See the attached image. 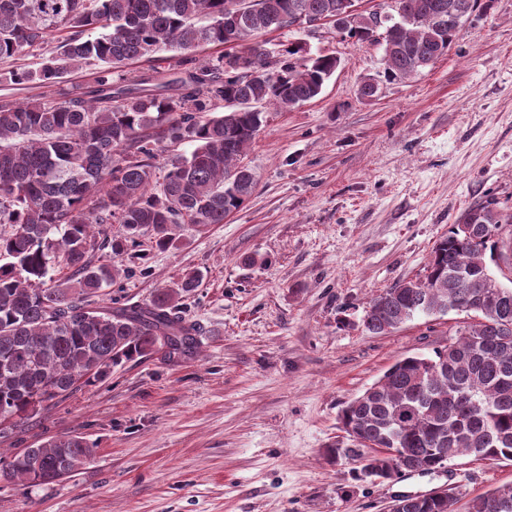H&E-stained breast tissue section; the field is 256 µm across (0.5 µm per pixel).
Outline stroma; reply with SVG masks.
<instances>
[{
    "label": "stroma",
    "mask_w": 512,
    "mask_h": 512,
    "mask_svg": "<svg viewBox=\"0 0 512 512\" xmlns=\"http://www.w3.org/2000/svg\"><path fill=\"white\" fill-rule=\"evenodd\" d=\"M336 54L322 93L293 109L269 106L243 159L257 185L224 223L188 230L178 248L149 251L143 271L112 288V306L147 302L187 270L199 325L191 355L124 363L38 418L0 426V461L79 434L90 464L29 487L0 483V512H386L393 496L445 490L455 512L512 484V461L460 455L438 472L382 483L353 479L331 448L353 441L343 406L396 360L433 355L464 317H415L369 333L371 300L423 277L462 213L491 200L512 209V0H492L448 53L363 99L382 73L383 39L359 42L329 25L268 34ZM217 48L161 50L113 74L153 89L158 73L189 77ZM87 71L51 86L0 82L15 101L96 89Z\"/></svg>",
    "instance_id": "obj_1"
}]
</instances>
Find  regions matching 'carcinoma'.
<instances>
[{"label":"carcinoma","instance_id":"1","mask_svg":"<svg viewBox=\"0 0 512 512\" xmlns=\"http://www.w3.org/2000/svg\"><path fill=\"white\" fill-rule=\"evenodd\" d=\"M346 0H0V58L55 42L40 67L3 75L13 84H53L75 69L100 74L148 58L160 47L224 52L190 76L180 95L107 81L90 99L17 103L0 99V423H23L83 386L107 379L122 362L162 351L186 354L196 329L182 299L199 288L187 271L175 288L116 311L99 304L141 266L130 247L144 238L175 248L186 227L222 224L250 196L253 172L240 164L263 124V108L288 110L319 96L340 58L301 41L268 51L261 36L340 12ZM480 0H396L386 28L384 72L407 78L445 55ZM380 14L351 18L359 42ZM224 112L214 114V102ZM191 143L190 155L159 152ZM118 225L112 231V225ZM488 200L465 211L432 250L423 278L377 296L364 319L372 334L400 329L417 315L466 314L469 321L434 356H407L342 409L358 448H330L390 479L432 473L457 455L512 460V286L488 261L500 254L502 225ZM375 442L397 460L364 456ZM94 448L65 435L27 448L0 467V482L30 486L87 465ZM395 512H451L448 495L402 494ZM470 512H512V485L474 501Z\"/></svg>","mask_w":512,"mask_h":512}]
</instances>
